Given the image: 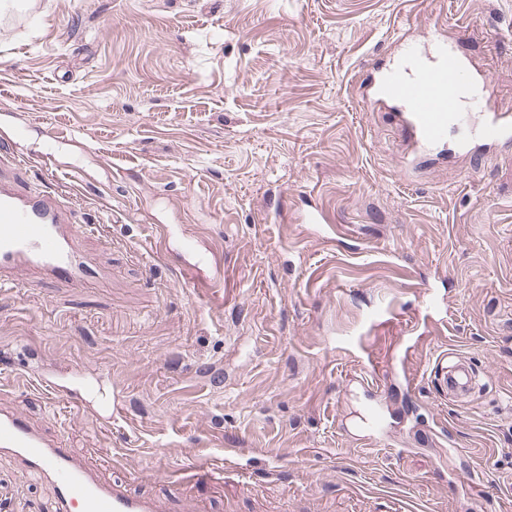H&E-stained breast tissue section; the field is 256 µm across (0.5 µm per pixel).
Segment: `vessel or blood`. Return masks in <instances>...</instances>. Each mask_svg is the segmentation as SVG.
<instances>
[{"label":"vessel or blood","mask_w":512,"mask_h":512,"mask_svg":"<svg viewBox=\"0 0 512 512\" xmlns=\"http://www.w3.org/2000/svg\"><path fill=\"white\" fill-rule=\"evenodd\" d=\"M482 80L467 55L440 35L405 42L401 55L378 70L364 94L396 112L401 136L423 153L442 155L452 148L476 160L484 149L512 143V114L490 109L476 137L448 141L449 130L467 128L470 93ZM84 232L64 201L0 178V284L26 273L60 288L99 279L100 271L79 247ZM431 383L436 392L462 399L474 391L477 375L471 362L444 355ZM0 455L13 458L22 475L52 485L58 512H206L199 501L129 493L17 409L0 411Z\"/></svg>","instance_id":"obj_1"}]
</instances>
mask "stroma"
Here are the masks:
<instances>
[{
    "label": "stroma",
    "mask_w": 512,
    "mask_h": 512,
    "mask_svg": "<svg viewBox=\"0 0 512 512\" xmlns=\"http://www.w3.org/2000/svg\"><path fill=\"white\" fill-rule=\"evenodd\" d=\"M435 25L512 113V0L0 13V173L66 199L109 274L0 288V409L111 458L133 494L210 512H512V148L409 166L391 116L362 99L397 35ZM313 208L323 223L303 222ZM392 298L396 315L367 328ZM362 330L365 356L345 343ZM448 350L483 377L463 403L431 383ZM368 359L392 393L379 430ZM31 370L85 410L34 396ZM452 454L481 481L471 497ZM204 461L222 479L190 480ZM0 512H56L54 493L0 456Z\"/></svg>",
    "instance_id": "obj_1"
}]
</instances>
